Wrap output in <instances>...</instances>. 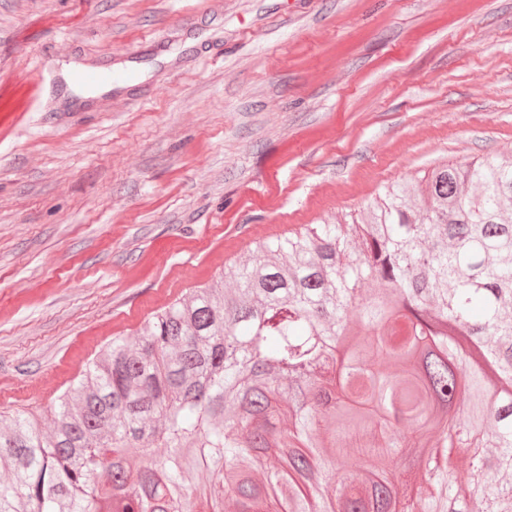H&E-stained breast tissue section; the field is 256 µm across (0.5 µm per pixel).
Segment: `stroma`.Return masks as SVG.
Listing matches in <instances>:
<instances>
[{
	"mask_svg": "<svg viewBox=\"0 0 512 512\" xmlns=\"http://www.w3.org/2000/svg\"><path fill=\"white\" fill-rule=\"evenodd\" d=\"M486 155L512 0H0V411L50 415L254 240Z\"/></svg>",
	"mask_w": 512,
	"mask_h": 512,
	"instance_id": "stroma-1",
	"label": "stroma"
}]
</instances>
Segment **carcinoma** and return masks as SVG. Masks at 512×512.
<instances>
[{
	"label": "carcinoma",
	"instance_id": "carcinoma-1",
	"mask_svg": "<svg viewBox=\"0 0 512 512\" xmlns=\"http://www.w3.org/2000/svg\"><path fill=\"white\" fill-rule=\"evenodd\" d=\"M0 512H512V158L259 240L51 418L1 412Z\"/></svg>",
	"mask_w": 512,
	"mask_h": 512
}]
</instances>
